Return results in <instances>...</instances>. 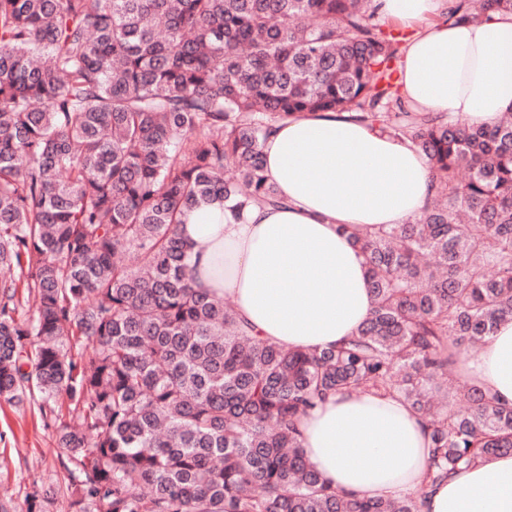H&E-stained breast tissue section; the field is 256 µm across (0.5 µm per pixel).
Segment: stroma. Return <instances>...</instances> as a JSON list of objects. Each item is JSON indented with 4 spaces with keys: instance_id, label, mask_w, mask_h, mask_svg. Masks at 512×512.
<instances>
[{
    "instance_id": "1",
    "label": "stroma",
    "mask_w": 512,
    "mask_h": 512,
    "mask_svg": "<svg viewBox=\"0 0 512 512\" xmlns=\"http://www.w3.org/2000/svg\"><path fill=\"white\" fill-rule=\"evenodd\" d=\"M67 401L41 412L37 403L0 398V501L11 512H28V494L40 487L45 512H73L65 451L59 448L53 417H68Z\"/></svg>"
}]
</instances>
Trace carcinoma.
Listing matches in <instances>:
<instances>
[{
    "label": "carcinoma",
    "instance_id": "obj_1",
    "mask_svg": "<svg viewBox=\"0 0 512 512\" xmlns=\"http://www.w3.org/2000/svg\"><path fill=\"white\" fill-rule=\"evenodd\" d=\"M494 13L512 0L448 18ZM403 45L374 0H0V396L70 402L75 512H421L512 453V407L446 381L512 321V120L408 111ZM304 112L408 141L435 188L413 220L351 232L374 307L322 350L251 335L194 286L178 231L203 203L277 204L260 142ZM342 390L430 420L418 496L347 498L309 463L298 420Z\"/></svg>",
    "mask_w": 512,
    "mask_h": 512
}]
</instances>
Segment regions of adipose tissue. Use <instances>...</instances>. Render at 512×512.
I'll use <instances>...</instances> for the list:
<instances>
[{
  "instance_id": "obj_1",
  "label": "adipose tissue",
  "mask_w": 512,
  "mask_h": 512,
  "mask_svg": "<svg viewBox=\"0 0 512 512\" xmlns=\"http://www.w3.org/2000/svg\"><path fill=\"white\" fill-rule=\"evenodd\" d=\"M385 20L413 31L398 78L415 111L492 122L512 111V15L454 23V0H376ZM265 174L280 202L234 215L219 204L189 212L197 287L231 298L256 336L321 350L354 336L373 297L350 229L402 224L431 194L427 159L404 140L346 112L304 113L262 141ZM465 380L512 407V321L461 357ZM321 477L354 498L417 491L430 443L426 421L389 395L340 393L299 424ZM422 512H512V454L492 455L432 488Z\"/></svg>"
}]
</instances>
